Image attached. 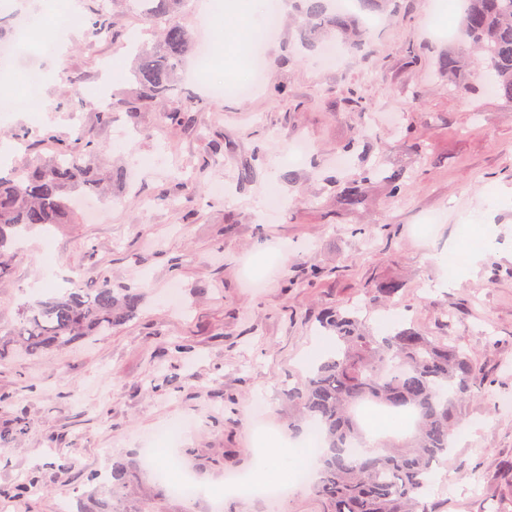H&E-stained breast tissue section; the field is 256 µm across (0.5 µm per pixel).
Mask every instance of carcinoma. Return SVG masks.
<instances>
[{
	"mask_svg": "<svg viewBox=\"0 0 512 512\" xmlns=\"http://www.w3.org/2000/svg\"><path fill=\"white\" fill-rule=\"evenodd\" d=\"M148 21L169 18L158 44L141 51L137 87L130 99L112 107L131 115L141 106L171 99L177 71L194 50L192 34L176 18L184 0H136ZM303 40L329 33L350 35L351 13L336 10L332 0H298ZM458 35L439 60L455 74L480 55L481 75L500 95L512 100V0H464ZM95 33L115 38L110 16L96 10L87 17ZM95 142L82 137L59 148L53 158L32 157L24 171L0 176V282L17 258L19 243L47 224H77L80 213L74 193L95 192L102 179L93 162ZM336 217L367 205L370 192L383 188L395 197L405 186V172L382 175L374 166L361 175L332 180ZM92 292L80 288L18 305V321L0 328V362L19 346L30 356L61 351L85 337L112 330L135 314L142 295L130 288H113L107 276ZM404 288L397 279L377 283L373 297L394 298ZM320 327L333 333V348L313 360L300 385L288 389V430L299 434L314 427L320 447L316 455L314 493L325 512H435L427 501L431 475L450 453L453 432L462 427V407L481 378L477 360L458 346L424 335L413 326L385 334L373 332L355 313L337 307L320 318ZM361 404L384 407L390 413L411 411V434L401 441H380L366 447L363 425L355 415ZM136 463L117 464L110 479L91 477L90 507L79 512H127L123 490L136 480Z\"/></svg>",
	"mask_w": 512,
	"mask_h": 512,
	"instance_id": "cac0c4a2",
	"label": "carcinoma"
}]
</instances>
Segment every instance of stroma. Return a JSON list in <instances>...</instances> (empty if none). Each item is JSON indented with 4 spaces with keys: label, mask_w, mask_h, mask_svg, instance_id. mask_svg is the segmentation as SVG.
<instances>
[{
    "label": "stroma",
    "mask_w": 512,
    "mask_h": 512,
    "mask_svg": "<svg viewBox=\"0 0 512 512\" xmlns=\"http://www.w3.org/2000/svg\"><path fill=\"white\" fill-rule=\"evenodd\" d=\"M72 1L81 16L102 5L120 36L98 37L82 23L66 28L59 52L10 58L0 96L19 94L36 71L44 103L38 116L0 118L9 148L0 171L50 153L41 140L49 131L61 143L91 137L100 167L124 170L127 183L101 200L103 221L26 237L0 282V326L14 323L21 299L94 288L104 274L113 287L139 290L143 304L109 333L0 363V430L12 432L0 440V499L14 512H59L89 492L92 474L139 458L159 428L178 424L176 452L196 494L171 496L146 472L126 488V503L210 512L225 473L255 464L254 407L268 405L275 442L288 440L286 393L325 342L321 314L341 306L377 330L414 323L476 358L488 379L474 389L467 436L437 468L427 498L440 512H494L511 501L512 102L482 86L462 98L438 66L448 41L435 30L457 25L462 0L440 16L435 0L362 16L364 44L343 47L333 66L322 64L321 46L301 45L286 8L266 45L262 87L248 98L211 97L197 56L185 58L170 105L194 116L190 131L163 121L158 106L99 118L113 94L134 91L132 46L154 44L161 27L143 20L136 0H0V17L39 13L50 22ZM211 8L212 0H188L181 20L217 51L211 78H243L246 47L224 52V30L203 23ZM116 59L125 74L108 89L102 78ZM368 127L389 152L357 149L337 167L342 146ZM410 127L424 154L410 150ZM281 133L310 141L304 166L283 160ZM217 136L233 147L216 162ZM247 162L254 170L244 182ZM374 162L409 173L402 194L375 191L365 208L337 218L326 177H353ZM369 224L385 230L366 238L359 229ZM389 278L403 290L374 306L373 285ZM173 287L181 306L169 301Z\"/></svg>",
    "instance_id": "35a3bbf8"
}]
</instances>
